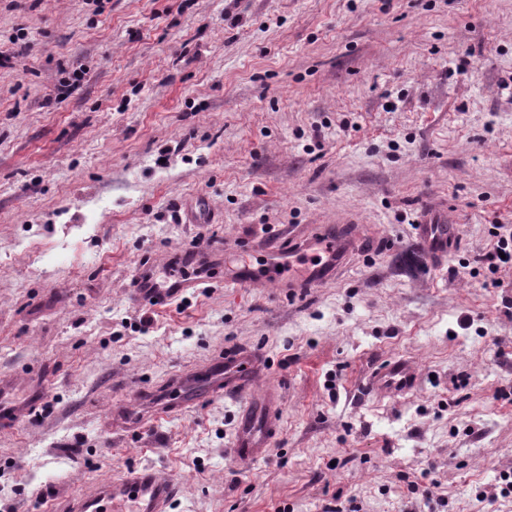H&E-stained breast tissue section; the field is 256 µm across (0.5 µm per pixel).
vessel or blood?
<instances>
[{
    "label": "vessel or blood",
    "instance_id": "1",
    "mask_svg": "<svg viewBox=\"0 0 512 512\" xmlns=\"http://www.w3.org/2000/svg\"><path fill=\"white\" fill-rule=\"evenodd\" d=\"M283 240L289 248L315 249L316 259L302 275L289 278L284 288L289 296L302 294L309 288L329 281L341 268L345 257L356 248L355 241L343 230L327 226L307 234L288 231ZM457 237L453 229L444 227L441 217L428 214L417 226L415 247L430 263L442 264L455 251ZM192 280L174 279L159 282L153 260L138 268L129 299L136 305L161 307L170 304L195 288ZM256 369L252 356L232 349L204 369L200 375L208 396L224 397L240 405L239 427L233 454L246 461L259 457L271 437L272 421L279 402L276 391L254 394L251 383ZM418 385L416 368L406 359L386 361L365 386L367 392L405 394ZM182 488L175 480L151 466L128 469L120 478L98 484L91 491L72 498L67 512H170Z\"/></svg>",
    "mask_w": 512,
    "mask_h": 512
}]
</instances>
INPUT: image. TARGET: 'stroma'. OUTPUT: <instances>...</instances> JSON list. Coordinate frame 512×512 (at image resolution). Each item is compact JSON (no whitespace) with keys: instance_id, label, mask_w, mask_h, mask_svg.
Segmentation results:
<instances>
[{"instance_id":"1","label":"stroma","mask_w":512,"mask_h":512,"mask_svg":"<svg viewBox=\"0 0 512 512\" xmlns=\"http://www.w3.org/2000/svg\"><path fill=\"white\" fill-rule=\"evenodd\" d=\"M0 53V512L135 465L171 512H512V264L482 261L512 225V0H0ZM425 211L458 246L421 274ZM343 223L348 268L288 300L310 257L273 234ZM213 245L201 288L130 304L143 258ZM229 348L279 393L249 462L237 404L166 409ZM391 357L417 389L365 393Z\"/></svg>"}]
</instances>
